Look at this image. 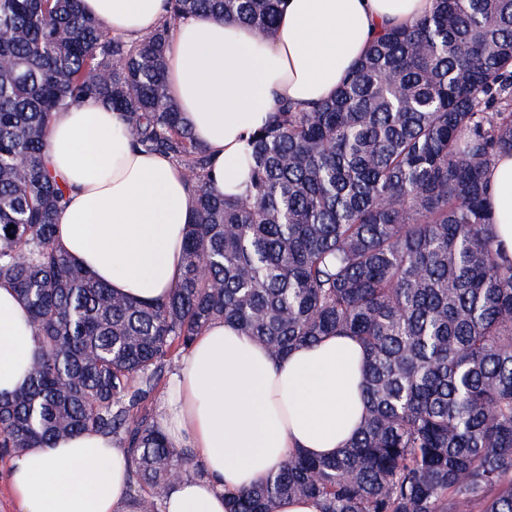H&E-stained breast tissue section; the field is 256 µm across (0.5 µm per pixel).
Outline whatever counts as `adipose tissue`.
Here are the masks:
<instances>
[{
    "label": "adipose tissue",
    "instance_id": "adipose-tissue-1",
    "mask_svg": "<svg viewBox=\"0 0 512 512\" xmlns=\"http://www.w3.org/2000/svg\"><path fill=\"white\" fill-rule=\"evenodd\" d=\"M433 0H284L269 35L200 15L169 31L168 95L213 159L218 193L246 196L250 134L277 101L303 107L334 96L375 37L408 26ZM87 15L135 42L168 15L167 0H82ZM47 160L70 188L58 218L62 249L114 293L164 298L182 275V244L195 199L182 168L133 149L120 113L103 103L55 112ZM500 260L512 261V155L487 171ZM38 348L25 307L0 284V394L24 388ZM366 355L328 336L275 359L216 322L181 359L160 422L175 447L192 448L201 475L174 481L166 512H227L228 493L249 488L295 452L333 456L366 416ZM18 512H137L127 454L95 431L14 454Z\"/></svg>",
    "mask_w": 512,
    "mask_h": 512
}]
</instances>
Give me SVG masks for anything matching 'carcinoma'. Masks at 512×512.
I'll list each match as a JSON object with an SVG mask.
<instances>
[{
	"label": "carcinoma",
	"instance_id": "cac0c4a2",
	"mask_svg": "<svg viewBox=\"0 0 512 512\" xmlns=\"http://www.w3.org/2000/svg\"><path fill=\"white\" fill-rule=\"evenodd\" d=\"M283 0H168L270 33ZM168 27L137 43L79 0H0V283L38 352L0 396V448L93 430L127 451L139 512L174 470L196 475L141 404L212 322L275 357L326 336L366 354L367 415L336 456L300 452L229 512H512V262L497 258L485 173L512 154V0H435L384 30L336 94L282 104L252 133L251 195L210 184L212 158L166 83ZM101 101L131 144L169 156L195 196L184 272L152 302L118 296L59 246L68 186L46 157L53 113ZM14 229H9V225Z\"/></svg>",
	"mask_w": 512,
	"mask_h": 512
}]
</instances>
